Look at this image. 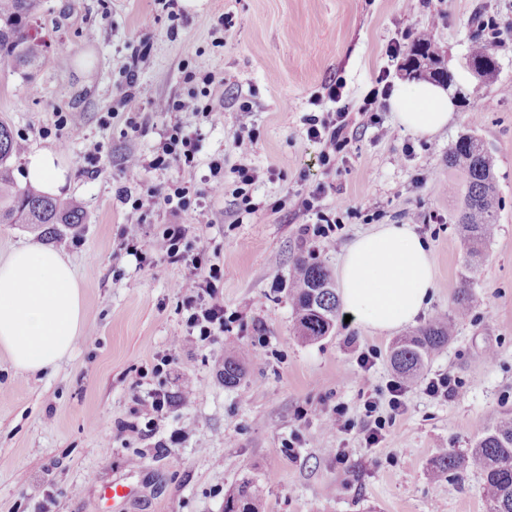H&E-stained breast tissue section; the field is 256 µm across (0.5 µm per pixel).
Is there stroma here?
Instances as JSON below:
<instances>
[{
	"label": "stroma",
	"mask_w": 512,
	"mask_h": 512,
	"mask_svg": "<svg viewBox=\"0 0 512 512\" xmlns=\"http://www.w3.org/2000/svg\"><path fill=\"white\" fill-rule=\"evenodd\" d=\"M481 14L512 27V0H47L31 23L47 44L43 64L20 70L0 61V122L26 137L28 150L61 154L63 196L80 203L84 222L59 225L51 239L0 224V262L27 246L61 253L93 337L78 339L43 372L15 368L0 349V512H37L42 504L48 512H224L245 478L264 487L263 512H487L480 471L430 475L442 451L466 452L512 409V41L494 49V77L474 79L468 57ZM408 32L427 36L445 60L457 103L452 121L421 137L385 110L381 127L393 137L380 136V127L354 129L344 157L323 165L306 119L332 110L326 85L343 78L342 102L354 111L380 68L404 82L402 59L388 58L386 48ZM145 41L151 53L139 71L141 94L128 102L126 70ZM198 63L218 82L204 99L212 120L179 115L201 135L195 168L154 171L142 185H127L125 158L150 154L169 123L151 99L187 94L184 71ZM64 112L81 117L80 137L60 125ZM131 112L142 124L135 132L126 123ZM242 129L257 137L245 161L228 150ZM466 134L488 148L501 199L496 232L470 276L456 223L461 199L441 188L462 179L448 166V148ZM214 159L224 162V193L208 201L211 223H195L189 209L175 216L151 207L137 228L147 260L127 254L119 189L137 196L174 176L201 188ZM244 162L259 173L251 214L237 199ZM315 190L325 209L340 201L348 208L331 247L302 235L315 217L301 202ZM173 222L187 225L190 239L224 267L227 321L208 343L183 334L185 267L149 253ZM383 224L413 225L429 245L435 290L417 325L450 313L462 285L473 303L424 370L453 374L458 396L433 398L423 381L409 383L405 413L369 448L358 433H329L325 419L341 404L364 421V401L385 395L397 377L394 334L340 322L329 336L303 341L288 289L296 258L339 271L345 248ZM175 336L182 342L173 351ZM233 346L250 355L240 384L228 387L224 355ZM366 352L374 361L367 371L359 365ZM166 353L172 365L154 373ZM184 377L196 384L194 402L149 418L146 393L176 391ZM339 448L346 463L336 460ZM113 483L130 495L104 499Z\"/></svg>",
	"instance_id": "stroma-1"
}]
</instances>
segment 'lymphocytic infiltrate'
<instances>
[{
	"label": "lymphocytic infiltrate",
	"mask_w": 512,
	"mask_h": 512,
	"mask_svg": "<svg viewBox=\"0 0 512 512\" xmlns=\"http://www.w3.org/2000/svg\"><path fill=\"white\" fill-rule=\"evenodd\" d=\"M343 80H336L327 87V98L336 103L335 111L325 118L309 117L306 134L322 146L321 159L330 163L342 154L348 144L349 119L348 112L342 107ZM199 152V141L193 132L175 124L165 129L160 141L151 156L131 155L125 160L124 178L132 183H141L145 173L150 171H166L172 166L194 168ZM223 164L214 160L209 164L210 178L204 190L196 188L180 179L166 182L152 188L147 198L132 196L130 191H121L120 197L128 209L125 217L129 225L125 248L131 255H138V237L135 227L143 223V209L146 201L152 200L164 205L172 214L184 210L190 196L201 195L195 219L197 223L206 224L210 221L209 209L204 202L205 197L219 195L224 191V180L221 176ZM188 227L184 224L165 225L162 232L155 238L151 248L153 252L172 265H184L189 269L179 286L182 296V308L185 312L184 325L186 335L201 342H208L224 329V303L219 297L220 284L224 278V270L213 263L205 244L188 245L186 242ZM389 399L386 405H379L374 399H367L364 407L367 414L373 415L374 422L370 425H358L343 405L334 407L326 422L330 432L336 435H348L360 431L367 447H374L382 440L386 417H380V409H387L389 416H396L406 408L405 395L407 390L398 380L390 381L387 386Z\"/></svg>",
	"instance_id": "1"
}]
</instances>
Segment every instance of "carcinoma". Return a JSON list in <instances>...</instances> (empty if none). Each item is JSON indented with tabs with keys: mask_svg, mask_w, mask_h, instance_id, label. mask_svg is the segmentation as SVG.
Wrapping results in <instances>:
<instances>
[{
	"mask_svg": "<svg viewBox=\"0 0 512 512\" xmlns=\"http://www.w3.org/2000/svg\"><path fill=\"white\" fill-rule=\"evenodd\" d=\"M44 0H0V53L12 58L22 69L40 66L44 45L29 33V24L42 12ZM438 51L431 41L417 39L404 62L410 69L420 59L437 60ZM471 63L484 67V78L497 70V60L488 47L478 45L471 53ZM21 150L11 128L0 123V224H28L44 235L57 234L59 224H81L80 206L40 195L20 186L12 162ZM448 167L464 174L462 205L456 223L462 226L464 244L471 258L481 256L494 233L500 209V197L493 171L492 157L476 137H461L448 150ZM296 315L297 333L309 340L329 335L340 317V303L327 267L318 262L297 260L290 284ZM452 321L438 316L409 336L398 339L390 349L394 370L405 380L417 379L429 359L448 345ZM244 376V366L235 354L224 358V384L237 385ZM476 468L484 476L489 498V512H512V413L502 416L474 443L467 455L443 452L437 459L436 472L457 474ZM230 499L239 512H260L263 491L252 480L239 485Z\"/></svg>",
	"mask_w": 512,
	"mask_h": 512,
	"instance_id": "cac0c4a2",
	"label": "carcinoma"
}]
</instances>
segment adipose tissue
Segmentation results:
<instances>
[{"label":"adipose tissue","instance_id":"1","mask_svg":"<svg viewBox=\"0 0 512 512\" xmlns=\"http://www.w3.org/2000/svg\"><path fill=\"white\" fill-rule=\"evenodd\" d=\"M390 107L399 124L428 137L447 126L454 102L443 86L417 82L394 87ZM28 181L60 194L68 170L52 149L29 154ZM434 289L429 249L407 224H384L347 246L340 268V299L353 320L379 332L413 323ZM80 291L54 250L26 247L0 264V348L29 372L54 367L83 332Z\"/></svg>","mask_w":512,"mask_h":512}]
</instances>
